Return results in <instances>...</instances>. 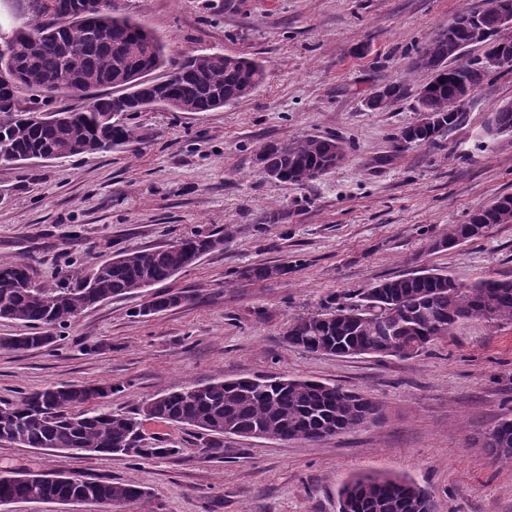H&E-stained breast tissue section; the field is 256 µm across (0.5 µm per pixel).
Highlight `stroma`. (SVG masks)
<instances>
[{
	"mask_svg": "<svg viewBox=\"0 0 512 512\" xmlns=\"http://www.w3.org/2000/svg\"><path fill=\"white\" fill-rule=\"evenodd\" d=\"M485 0H117L165 52L221 50L263 62L265 81L212 112H141L138 139L111 152L0 166V256L36 280L64 282L118 252L160 247L194 231L238 227L221 250L158 284L189 304L144 316L127 295L84 311L54 347L0 348V397L51 384L112 386L106 405L212 378L285 374L377 400L380 419L321 442L228 437L204 459L189 426L147 422L175 455L133 461L0 443V471L65 468L83 479L134 480L149 493L129 512H338L347 479L388 474L427 489L435 512H512V467L481 437L512 414V323L459 324L408 358L336 357L287 346L283 333L329 298L398 274L434 270L469 284L512 279V224L433 248L454 224L512 194V134L488 135L512 101V71L490 76L437 145L400 146L418 118L428 39ZM403 82L384 112L364 102ZM332 136L334 169L303 185L264 179L255 156L271 141ZM287 264L265 281L249 268Z\"/></svg>",
	"mask_w": 512,
	"mask_h": 512,
	"instance_id": "obj_1",
	"label": "stroma"
}]
</instances>
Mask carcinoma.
<instances>
[{
    "instance_id": "cac0c4a2",
    "label": "carcinoma",
    "mask_w": 512,
    "mask_h": 512,
    "mask_svg": "<svg viewBox=\"0 0 512 512\" xmlns=\"http://www.w3.org/2000/svg\"><path fill=\"white\" fill-rule=\"evenodd\" d=\"M45 11L55 21L27 25L29 32L10 43V55L0 56V165L30 160L29 154L48 152L53 158L107 153L137 138L128 123L140 106L158 105L176 112H210L233 105L250 95L266 78L265 65L255 59L221 51L166 58L164 47L144 25L109 11L106 0H46ZM473 14L461 11L437 32L416 58L426 56L435 67L434 87L424 98L438 117L437 130H415L417 139L431 146L460 120L464 101L456 85L477 60L459 63L448 53V41L466 39ZM486 52L512 56L497 29L496 15L486 12ZM159 76H153L158 70ZM116 81L122 85L110 96L91 90ZM83 84L89 104L81 110L59 109L45 115L22 107L32 93L51 100V94L69 92ZM405 86H384L376 106L390 109L403 97ZM99 112L112 113V123L97 122ZM487 134H512V111L496 109ZM345 150L334 137L298 136L262 148L270 180L304 185L336 166L333 154ZM476 210L466 224L434 240L441 248L466 236L478 219L483 227L512 222V196ZM237 229L195 231L176 246L123 251L90 268L68 285L39 282L29 265L0 259V318L32 329L24 336L0 338V347L15 351L48 348L55 331L82 312L105 300L142 294L193 266L203 255L224 246ZM365 293L336 298L320 312L295 318L284 335L293 348L336 356L370 355L410 357L447 336L463 320L512 322V280L483 278L471 284L447 273L429 270L403 273L377 282ZM191 300L183 292L155 293L149 310L156 314ZM88 384L52 385L0 399V442L27 448L67 449L130 459L163 458L178 452L164 447L160 437H145L147 421L194 427L206 448V458L224 459V433L206 432L208 426L227 425L238 437L279 441H323L324 432L344 433L381 413L368 397H355L335 384L286 376H257L214 380L184 386L141 403L133 412H112L100 406ZM482 447L503 466H512V417L501 420L482 439ZM31 472H0V505L41 500L53 502L71 490L65 484L33 483ZM81 490L91 504L105 507L140 500L135 482L85 481ZM340 512H434L430 496L416 483L385 475L358 476L339 491Z\"/></svg>"
}]
</instances>
